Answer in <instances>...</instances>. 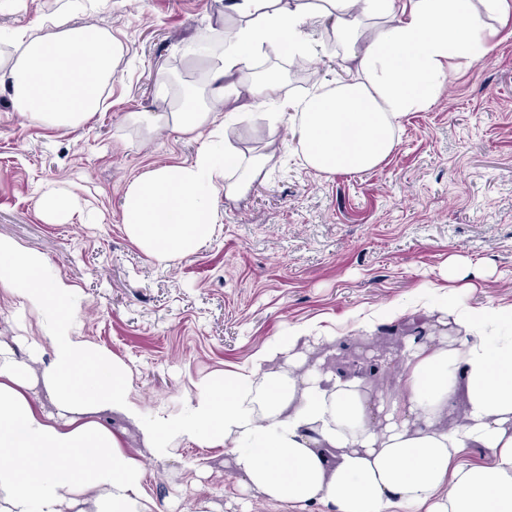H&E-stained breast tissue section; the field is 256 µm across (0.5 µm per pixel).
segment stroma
I'll list each match as a JSON object with an SVG mask.
<instances>
[{
    "instance_id": "1",
    "label": "stroma",
    "mask_w": 512,
    "mask_h": 512,
    "mask_svg": "<svg viewBox=\"0 0 512 512\" xmlns=\"http://www.w3.org/2000/svg\"><path fill=\"white\" fill-rule=\"evenodd\" d=\"M71 0H0V33L39 34L40 19ZM230 0H110L76 9L123 45L106 104L78 128H46L15 112L0 91V237L42 255L74 286L83 336L123 360L145 411L181 407L213 372L247 369L288 330L317 335L308 355L332 372L396 354L409 331H440L441 303L512 312V29L478 60L454 61L432 105L400 122L397 144L377 168L323 174L308 166L290 126L273 122L323 79H344L347 47L307 29V76L245 108L227 130L234 144L274 139L276 165L233 200H218L222 228L188 256L161 267L127 238L122 203L130 184L160 163L190 161L194 135L146 131L133 112H165L187 93H208V59L189 45L206 33L223 45L236 17ZM48 183L77 187L80 206L50 221L37 198ZM478 268L467 288L443 279L448 256ZM0 290V342L24 354L39 333L34 313ZM146 468L158 512H282L244 490L234 453L181 443L160 459L122 416L106 417ZM195 462L199 470L185 469Z\"/></svg>"
}]
</instances>
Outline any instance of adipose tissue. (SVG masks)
<instances>
[{
    "mask_svg": "<svg viewBox=\"0 0 512 512\" xmlns=\"http://www.w3.org/2000/svg\"><path fill=\"white\" fill-rule=\"evenodd\" d=\"M234 46L210 52L203 108L130 118L153 129L203 137L194 159L159 165L129 187L123 201L128 239L165 266L211 243L220 221L218 197L231 200L275 158L224 138L243 103L274 98L278 82L225 84L258 57L309 50L302 35L319 24L348 41L354 73L317 87L294 105L299 147L314 170L360 172L394 151L409 112L429 107L452 59H477L502 26L512 0H233ZM66 12L45 16L43 34L18 32L0 53V90L16 111L46 127H77L99 112L121 43L92 25L72 26ZM235 170V182L224 180ZM0 288L36 313L42 337L26 358L0 345V512H156L144 489L141 461L98 414L135 421L156 457L190 441L234 451L247 488L306 512H512V328L496 310L468 314L436 309L448 343L419 346L403 365V394L393 400L399 422L376 429L362 381L306 369L297 352L309 330L269 341L246 371H219L176 409L144 412L127 365L82 336L71 314L72 286L38 253L0 237ZM47 358L41 379L53 411L33 396L30 364ZM463 421H438L457 400ZM338 452L328 464L323 449ZM484 452L469 462L468 449Z\"/></svg>",
    "mask_w": 512,
    "mask_h": 512,
    "instance_id": "1",
    "label": "adipose tissue"
}]
</instances>
